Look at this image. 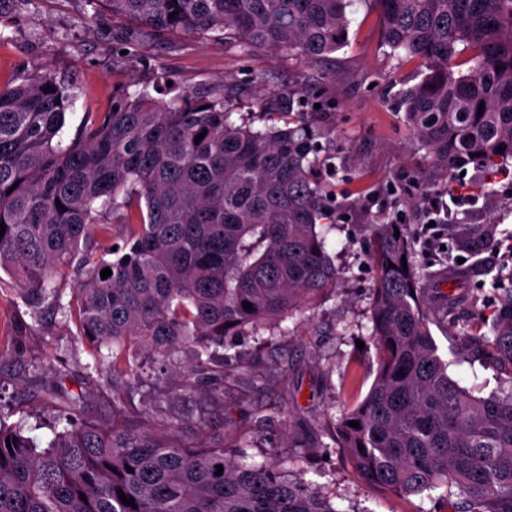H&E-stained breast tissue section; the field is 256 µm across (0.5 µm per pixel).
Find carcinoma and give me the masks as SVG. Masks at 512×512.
Returning <instances> with one entry per match:
<instances>
[{"mask_svg": "<svg viewBox=\"0 0 512 512\" xmlns=\"http://www.w3.org/2000/svg\"><path fill=\"white\" fill-rule=\"evenodd\" d=\"M84 2L91 21L105 6L136 22L112 31L117 53L150 41L171 53L179 44L170 36L180 33L311 64L344 47L352 4ZM372 2L390 53L425 67L401 102L433 163L451 174L471 162L491 170L511 162L512 0ZM170 79L162 72L107 111L85 113L68 142L73 88L47 75L0 83V270L36 309L51 296L64 310L47 286L78 279L69 314L93 351L112 355L113 390L109 423L87 416L83 395L48 392L59 415L45 443L24 421L0 415V512H341L277 461L241 464L222 439L180 440L172 421L147 430L125 424L121 391L138 383L149 360L175 367L187 355L191 376L220 367L227 337L279 327L340 278L317 231L332 208L312 176L320 146L305 96L258 98L241 112L222 85L180 91ZM114 224L124 226L117 249L98 250L97 237ZM448 229L465 247L497 233L493 224ZM369 257L378 367L365 398L337 424L335 445L384 492L438 490L455 498L453 512H512V390L485 397L459 385L429 329L431 298L444 319L474 307V297L423 287L411 245L392 224L375 225ZM106 268L112 274L103 279ZM479 324L482 358L512 373V285ZM132 343L147 358H129Z\"/></svg>", "mask_w": 512, "mask_h": 512, "instance_id": "obj_1", "label": "carcinoma"}]
</instances>
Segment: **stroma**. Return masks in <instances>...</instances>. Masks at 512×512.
Returning <instances> with one entry per match:
<instances>
[{
    "label": "stroma",
    "mask_w": 512,
    "mask_h": 512,
    "mask_svg": "<svg viewBox=\"0 0 512 512\" xmlns=\"http://www.w3.org/2000/svg\"><path fill=\"white\" fill-rule=\"evenodd\" d=\"M85 0H33L28 9L5 11L0 30V76L48 75L77 87L66 131L75 134L84 113L104 112L115 95L135 92L156 74L169 72L179 86L224 85L242 106L258 90L269 95L304 91L319 107L323 162L317 181L335 193L336 227L326 250L342 272L336 292L281 324L276 333L231 336L224 367L200 376L198 390L185 395L178 369L151 367L130 394L129 424L144 429L146 405L160 407L165 420L179 422L178 436L198 438L195 424L206 416L224 445L244 448L247 462L271 456L298 461L305 481L322 487L338 512H431L427 497L381 492L350 465L332 435L343 413L362 400L374 379L377 354L370 336L369 303L374 270L366 253L374 225L398 224L413 243L419 273H441L448 283L472 289L477 307L491 317L499 304L489 277L474 266L512 274V163L491 173L469 164L463 174L435 166L404 122L400 92L417 83L418 62L399 63L381 40L379 14L354 0L348 42L318 65L288 54L241 55L224 42L181 37V48L164 52L153 43L130 56L113 51L111 16L88 26ZM437 199L446 213L433 215ZM495 224L496 239L481 248L460 247L449 224ZM32 321L15 343L16 319ZM449 375L481 395L512 389V374L474 364L469 340L431 328ZM63 385L83 393L91 416L112 410V366L89 349L74 320L43 304L33 315L10 277L0 278V413L33 427L49 413L43 388Z\"/></svg>",
    "instance_id": "stroma-1"
}]
</instances>
